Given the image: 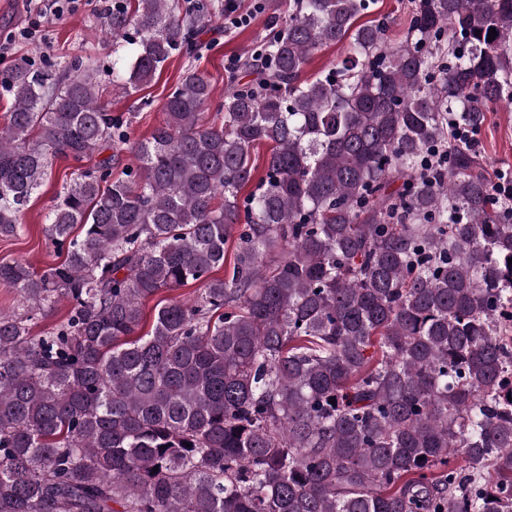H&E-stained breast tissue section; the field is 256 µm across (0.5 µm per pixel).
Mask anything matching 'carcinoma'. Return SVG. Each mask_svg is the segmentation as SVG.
Here are the masks:
<instances>
[{
	"label": "carcinoma",
	"instance_id": "obj_1",
	"mask_svg": "<svg viewBox=\"0 0 512 512\" xmlns=\"http://www.w3.org/2000/svg\"><path fill=\"white\" fill-rule=\"evenodd\" d=\"M369 7L265 0L269 61L229 73L220 123L189 68L142 141L98 67L0 69L1 237L52 159L111 151L54 200L62 260L0 262L25 304L0 311V512H512V224L448 138L512 101V0H411L396 44L358 23ZM210 22L112 0L105 40L131 45L112 87L198 54ZM346 38L339 69L301 79ZM194 283L139 333L146 299Z\"/></svg>",
	"mask_w": 512,
	"mask_h": 512
}]
</instances>
